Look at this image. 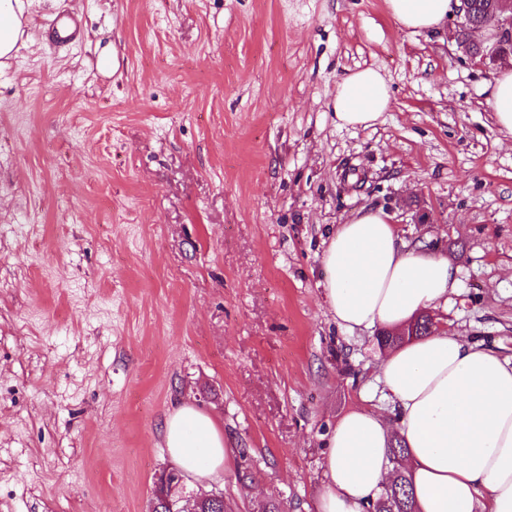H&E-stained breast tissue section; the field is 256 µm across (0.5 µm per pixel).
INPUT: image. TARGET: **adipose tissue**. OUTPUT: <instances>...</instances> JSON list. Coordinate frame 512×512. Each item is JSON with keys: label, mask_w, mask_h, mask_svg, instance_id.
Returning a JSON list of instances; mask_svg holds the SVG:
<instances>
[{"label": "adipose tissue", "mask_w": 512, "mask_h": 512, "mask_svg": "<svg viewBox=\"0 0 512 512\" xmlns=\"http://www.w3.org/2000/svg\"><path fill=\"white\" fill-rule=\"evenodd\" d=\"M407 30L441 27L460 0H386ZM390 107L388 86L372 68L338 83L332 108L340 127H370ZM323 288L337 325L355 332L398 330L446 306L458 287L447 258L407 249L382 213L339 225L323 255ZM377 381L392 415L354 407L324 446L326 482L319 512H365L389 479L388 448L401 439L417 512H512V358L436 331L388 350ZM166 448L187 474L216 480L231 450L217 420L190 405L170 413Z\"/></svg>", "instance_id": "adipose-tissue-1"}]
</instances>
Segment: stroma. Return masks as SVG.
<instances>
[{
	"label": "stroma",
	"mask_w": 512,
	"mask_h": 512,
	"mask_svg": "<svg viewBox=\"0 0 512 512\" xmlns=\"http://www.w3.org/2000/svg\"><path fill=\"white\" fill-rule=\"evenodd\" d=\"M77 12L79 41L42 31ZM0 62V512H148L167 413L218 418L224 512H317L323 438L388 409L322 255L362 210L434 243L439 329L512 357V134L454 26L385 0H31ZM114 63L102 65L104 49ZM390 108L340 127L348 71Z\"/></svg>",
	"instance_id": "35a3bbf8"
}]
</instances>
